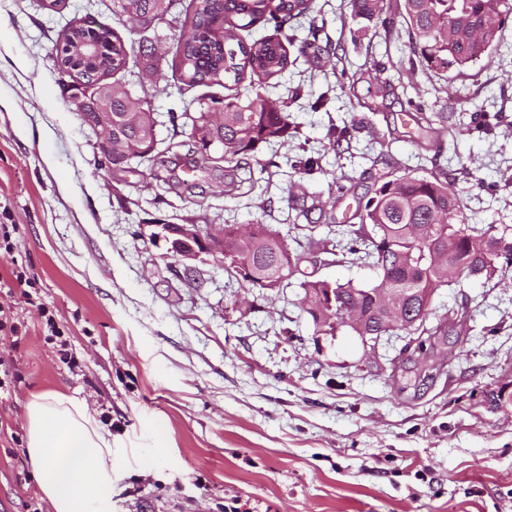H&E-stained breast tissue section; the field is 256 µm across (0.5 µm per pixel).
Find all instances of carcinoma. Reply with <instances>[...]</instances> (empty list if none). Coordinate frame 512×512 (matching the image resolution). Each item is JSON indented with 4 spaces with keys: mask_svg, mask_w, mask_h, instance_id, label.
Masks as SVG:
<instances>
[{
    "mask_svg": "<svg viewBox=\"0 0 512 512\" xmlns=\"http://www.w3.org/2000/svg\"><path fill=\"white\" fill-rule=\"evenodd\" d=\"M358 16H381L391 11L390 0H350ZM176 0H112V14L131 21L155 20L170 14ZM398 14L407 26L411 45L429 68L448 74L452 79L475 65L496 42L504 19L512 12L509 0H402ZM313 12V0H192V10L185 14L184 38L173 46L172 69L178 83L196 88L218 85L237 86L246 77L269 80L288 69L289 54L282 38L292 21ZM264 19L274 24L275 34L247 43L238 32ZM63 38L80 49L77 66L89 83H98L99 71L112 75L128 69V63L139 68L148 79L159 75L161 56L148 38L125 42L108 24L93 17L78 21ZM485 30L488 41L472 39L475 28ZM148 92L138 94L112 88V96H95L92 105L82 113L85 123L94 125L98 113H112V143L120 144L128 153L144 149L157 140L156 122L132 120L136 112L150 111ZM187 118L188 140L169 141L164 150L142 154L150 176L165 190H176L183 182L175 174L176 167L187 165L190 171H206L223 167L229 185L255 187L261 176L280 164L269 159L256 169L242 170L241 160L253 154L261 144L284 143L294 129L289 121L287 103L280 98L256 94L244 98L229 94L222 98L200 96L194 114H170L173 135H178L177 121ZM214 140L224 146V162L220 163L197 151L196 143ZM319 210L311 220L313 210ZM335 206L303 205L294 207L297 216L306 220L294 225L306 232L305 240L293 238L297 247L288 245L281 232L256 223L258 234L241 243L224 238V250L212 256L224 271L239 276L247 270L250 280L245 287L255 288L269 273L279 274L281 287L295 274L303 276L300 288L308 291L319 285L299 271L298 263L306 250L329 243L334 257L353 255L378 271L376 281L362 286L351 281L331 282L336 302L365 315V329L371 336H390L402 332L414 337L413 352L427 357L448 331L467 330V315L454 316L428 323L435 290L458 279L491 280L512 267V234L503 229L497 236L500 245L488 249L487 233L494 226L468 224L461 200L448 184L436 175L405 174L383 180L358 211L359 229L336 223ZM419 224L428 232L415 236L409 227ZM397 282L406 283L410 295L401 305L402 320L390 326L383 318L384 289ZM314 327L316 336L336 335L337 311L330 308L313 310L302 307Z\"/></svg>",
    "mask_w": 512,
    "mask_h": 512,
    "instance_id": "carcinoma-1",
    "label": "carcinoma"
}]
</instances>
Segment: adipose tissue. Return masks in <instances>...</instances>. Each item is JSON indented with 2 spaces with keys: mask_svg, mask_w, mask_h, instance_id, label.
<instances>
[{
  "mask_svg": "<svg viewBox=\"0 0 512 512\" xmlns=\"http://www.w3.org/2000/svg\"><path fill=\"white\" fill-rule=\"evenodd\" d=\"M25 420L29 464L53 512H112V434L85 402L35 394Z\"/></svg>",
  "mask_w": 512,
  "mask_h": 512,
  "instance_id": "adipose-tissue-1",
  "label": "adipose tissue"
}]
</instances>
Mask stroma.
<instances>
[{
    "label": "stroma",
    "mask_w": 512,
    "mask_h": 512,
    "mask_svg": "<svg viewBox=\"0 0 512 512\" xmlns=\"http://www.w3.org/2000/svg\"><path fill=\"white\" fill-rule=\"evenodd\" d=\"M112 0H0V283L15 263L38 281L18 301V335L0 334V512H51L28 465L24 406L61 390L84 399L112 432L117 459L112 512H512V407L490 411L485 395L512 382V270L492 282L439 289L433 318L468 307L470 330L434 350L445 372L421 384L419 368L395 374L403 342L381 340L368 358L356 336H317L302 291L242 288L214 261L200 286L164 249L137 236L143 224H289L291 182L332 204L342 176L350 208L379 177L447 170L468 223L512 225V15L497 45L465 75L428 69L411 50L401 17L352 15L349 0H315L295 22L294 63L240 95L283 96L295 137L262 146L255 160L320 155L312 175L282 167L238 197L206 183L202 205L155 199L148 165L96 173L95 132L69 109L52 52L67 28L92 16L125 40L139 34L113 17ZM336 48L308 45L310 23ZM165 56L149 96L159 137L184 98L167 51L184 35L174 18L155 23ZM389 93L364 103L376 78ZM421 112L424 126L408 120ZM492 116L479 124V113ZM347 126L348 144L328 146ZM53 316L77 360L46 343ZM152 466L140 456L156 444Z\"/></svg>",
    "instance_id": "obj_1"
}]
</instances>
